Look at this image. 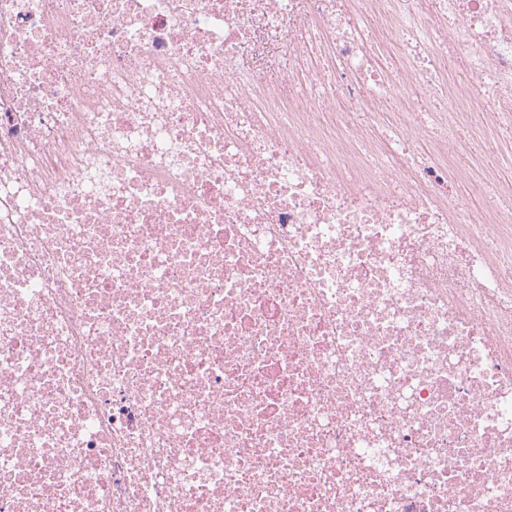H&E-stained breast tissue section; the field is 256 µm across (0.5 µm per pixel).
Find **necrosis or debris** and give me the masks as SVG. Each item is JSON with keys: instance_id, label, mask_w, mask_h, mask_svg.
Returning <instances> with one entry per match:
<instances>
[{"instance_id": "necrosis-or-debris-1", "label": "necrosis or debris", "mask_w": 512, "mask_h": 512, "mask_svg": "<svg viewBox=\"0 0 512 512\" xmlns=\"http://www.w3.org/2000/svg\"><path fill=\"white\" fill-rule=\"evenodd\" d=\"M511 135L512 0H0V512H512Z\"/></svg>"}]
</instances>
